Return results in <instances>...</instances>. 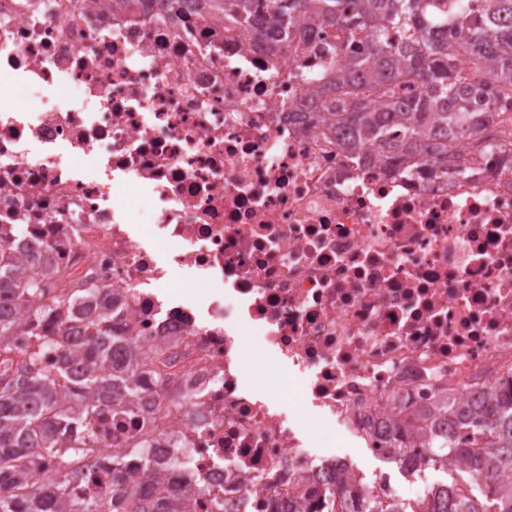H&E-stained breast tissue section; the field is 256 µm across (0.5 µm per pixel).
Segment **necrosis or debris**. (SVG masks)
I'll return each mask as SVG.
<instances>
[{"mask_svg": "<svg viewBox=\"0 0 512 512\" xmlns=\"http://www.w3.org/2000/svg\"><path fill=\"white\" fill-rule=\"evenodd\" d=\"M326 42L276 48L199 0H0V233L109 286L111 330L168 360L99 405L71 499L111 504L112 458L138 471L145 436L162 481L140 493L200 486L185 512H324L339 475L384 497L389 473L325 447L385 456L444 400L512 387V150L348 146L318 115ZM175 274L198 299L159 301ZM247 337L276 400L244 380Z\"/></svg>", "mask_w": 512, "mask_h": 512, "instance_id": "necrosis-or-debris-1", "label": "necrosis or debris"}]
</instances>
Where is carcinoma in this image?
Returning a JSON list of instances; mask_svg holds the SVG:
<instances>
[{
	"mask_svg": "<svg viewBox=\"0 0 512 512\" xmlns=\"http://www.w3.org/2000/svg\"><path fill=\"white\" fill-rule=\"evenodd\" d=\"M357 21L343 31L346 45H339L329 61V79L321 100L328 120L346 129L353 143L377 144L388 153L411 156L424 138L441 161L448 158V136L485 142L495 126L494 102L485 111L473 112L475 98L460 82V59L487 60L498 81L497 94L512 98V0H480L472 11L461 0H350ZM213 19L231 16L249 21L259 7L256 0H206ZM341 0H275L272 25L282 47L299 34L314 29L336 31L342 27ZM409 31L407 44L388 43L387 28ZM421 82L420 98L410 101L396 93L403 78ZM31 266L39 275L19 277L15 257L0 241V305L23 308L29 336L26 363L17 379L0 389V512H104L94 498L65 507L68 486L75 471L73 460L90 447L89 434L75 440L67 432L80 428L96 410L94 397L105 399L113 388L122 398L138 396L136 381L128 376L105 377L99 366L111 361L112 341L107 323L112 303L82 309L100 298L102 288L87 279L62 287L64 275L34 255ZM59 289L54 309L69 315L83 313L89 337L84 342L95 354L79 379L57 365L45 364L52 340L41 327V303L48 284ZM485 406L476 410L467 403L445 405L425 417L427 456H419L428 469L451 470L468 479L452 480L430 497L406 505L370 498L340 479L323 489L327 512H512V482L498 481L495 473L512 466V396L489 393ZM58 460L52 484L36 487L30 468L39 460ZM122 512H160L153 501L134 491L117 499Z\"/></svg>",
	"mask_w": 512,
	"mask_h": 512,
	"instance_id": "cac0c4a2",
	"label": "carcinoma"
}]
</instances>
